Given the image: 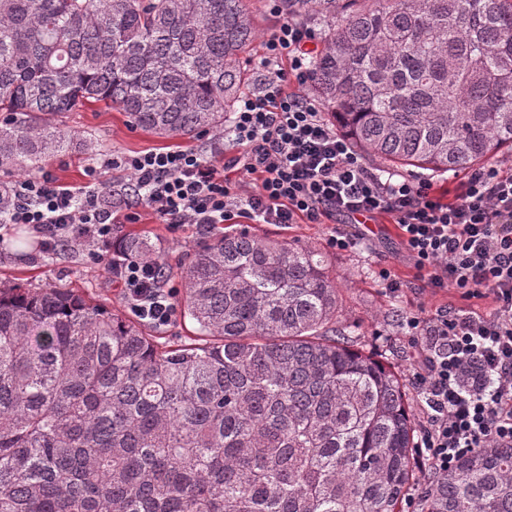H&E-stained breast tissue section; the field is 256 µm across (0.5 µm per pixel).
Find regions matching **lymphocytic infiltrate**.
<instances>
[{
	"mask_svg": "<svg viewBox=\"0 0 512 512\" xmlns=\"http://www.w3.org/2000/svg\"><path fill=\"white\" fill-rule=\"evenodd\" d=\"M266 40V75L259 94L242 97L234 112L233 145L225 165L196 148L115 155L109 166L129 171L126 215L99 188H71L49 174L14 181L8 223L31 226L50 252L89 238L94 258L124 289L134 314L165 325L176 314L165 269L123 250L119 218L151 209L171 229L210 230L246 219L254 224H363L391 215L419 287L452 289L462 299H490L486 310L462 314L449 305L419 309L399 323L419 348L414 381L428 407L416 442L432 470L446 475L463 456L512 447V168L466 171L452 199L431 183L394 178L367 166L305 89L312 77L308 24L283 16ZM256 177L253 190L241 179Z\"/></svg>",
	"mask_w": 512,
	"mask_h": 512,
	"instance_id": "obj_1",
	"label": "lymphocytic infiltrate"
}]
</instances>
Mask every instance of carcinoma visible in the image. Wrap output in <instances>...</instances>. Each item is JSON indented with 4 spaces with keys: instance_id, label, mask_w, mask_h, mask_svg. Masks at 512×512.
Wrapping results in <instances>:
<instances>
[{
    "instance_id": "obj_1",
    "label": "carcinoma",
    "mask_w": 512,
    "mask_h": 512,
    "mask_svg": "<svg viewBox=\"0 0 512 512\" xmlns=\"http://www.w3.org/2000/svg\"><path fill=\"white\" fill-rule=\"evenodd\" d=\"M281 8L320 27L308 93L379 168L512 151V0ZM256 36L251 0H0V171L67 150L51 118L88 103L225 133ZM179 279L197 336L177 344L74 288L0 286V512H402L405 384L341 320L321 249L211 233ZM421 512H512V448L461 460Z\"/></svg>"
}]
</instances>
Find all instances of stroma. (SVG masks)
I'll list each match as a JSON object with an SVG mask.
<instances>
[{"label":"stroma","instance_id":"1","mask_svg":"<svg viewBox=\"0 0 512 512\" xmlns=\"http://www.w3.org/2000/svg\"><path fill=\"white\" fill-rule=\"evenodd\" d=\"M251 3L257 38L248 53L246 65L249 75L257 82L265 73L261 60L266 53L265 41L274 19L267 0H251ZM53 123L75 141L91 140L98 145L94 155L72 148L44 164L45 172L73 187L87 184L92 176L106 187L128 183L126 171L104 165L106 155H132L176 148L181 144L180 139L160 138L136 129L125 113L98 103L55 117ZM137 213L135 222L119 225V235L148 237L156 247L160 262L171 275V285H178L179 264L188 246L200 240L202 227L189 224L175 231L159 223L145 208H138ZM253 230L262 236L311 244L325 252L340 287L343 320L359 324L364 348L386 358L401 373L414 422L422 424L426 419V404L413 383L418 351L406 336L401 335L398 323L402 316L418 308L431 313L452 302L465 310L469 307L468 301L458 299L451 292L435 294L411 287V264L399 249L393 224L384 217L370 222L368 243L346 250L330 245L333 227L329 224H257ZM384 268L390 269L401 281L399 291H391L380 278L379 272ZM0 281L16 282L30 288H77L107 306L116 309L128 306L123 290L112 284L88 250L77 254L62 250L53 255L38 251L20 255L6 246L0 250Z\"/></svg>","mask_w":512,"mask_h":512}]
</instances>
